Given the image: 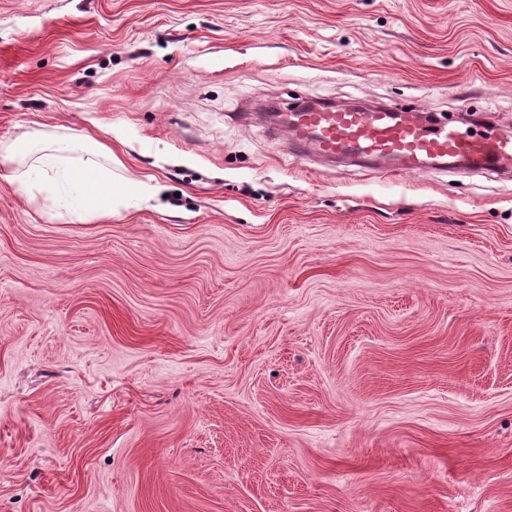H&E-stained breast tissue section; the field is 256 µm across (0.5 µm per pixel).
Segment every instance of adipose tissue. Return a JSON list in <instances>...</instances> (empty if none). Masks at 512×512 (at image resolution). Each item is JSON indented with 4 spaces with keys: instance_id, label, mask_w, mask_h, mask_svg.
<instances>
[{
    "instance_id": "1",
    "label": "adipose tissue",
    "mask_w": 512,
    "mask_h": 512,
    "mask_svg": "<svg viewBox=\"0 0 512 512\" xmlns=\"http://www.w3.org/2000/svg\"><path fill=\"white\" fill-rule=\"evenodd\" d=\"M119 163L111 145L87 132L58 141L36 132L0 142V178L29 201L80 223L111 216L115 200L125 194H151L145 184L113 181Z\"/></svg>"
}]
</instances>
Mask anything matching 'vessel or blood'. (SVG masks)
<instances>
[{
    "label": "vessel or blood",
    "instance_id": "vessel-or-blood-1",
    "mask_svg": "<svg viewBox=\"0 0 512 512\" xmlns=\"http://www.w3.org/2000/svg\"><path fill=\"white\" fill-rule=\"evenodd\" d=\"M272 128L285 133L297 154L349 158L383 178L447 163L462 171H512V138L491 127L472 133L448 121L434 122L416 107L393 104L362 111L305 106L278 113Z\"/></svg>",
    "mask_w": 512,
    "mask_h": 512
}]
</instances>
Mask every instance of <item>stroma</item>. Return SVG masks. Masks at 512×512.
Masks as SVG:
<instances>
[{"mask_svg":"<svg viewBox=\"0 0 512 512\" xmlns=\"http://www.w3.org/2000/svg\"><path fill=\"white\" fill-rule=\"evenodd\" d=\"M265 98L510 132L512 0H0V142L163 187L0 179V512H512V173L308 161ZM79 151L86 155H75ZM122 162L112 144L82 133L56 142L35 132L0 142V178L17 187L30 202L62 210L73 222L112 216L115 200L127 193L147 198L157 188L112 180V166Z\"/></svg>","mask_w":512,"mask_h":512,"instance_id":"stroma-1","label":"stroma"}]
</instances>
